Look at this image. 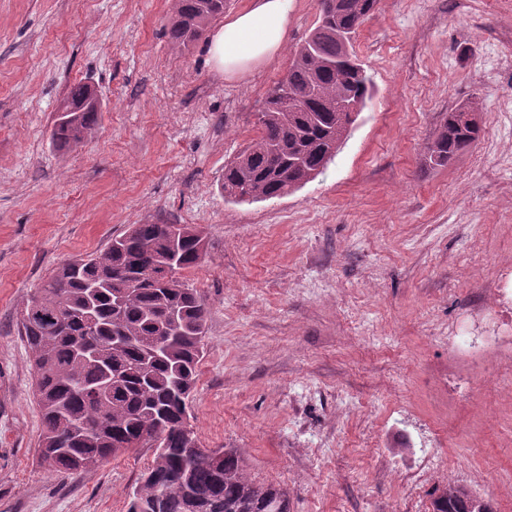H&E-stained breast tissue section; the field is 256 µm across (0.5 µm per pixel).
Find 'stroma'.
<instances>
[{"instance_id":"35a3bbf8","label":"stroma","mask_w":512,"mask_h":512,"mask_svg":"<svg viewBox=\"0 0 512 512\" xmlns=\"http://www.w3.org/2000/svg\"><path fill=\"white\" fill-rule=\"evenodd\" d=\"M319 10L294 0L278 56L227 76L206 40L173 47L171 0H0V512H127L153 449L46 470L17 319L58 264L144 223L207 239L179 273L207 308L201 447L239 450L291 512H429L448 482L512 512V0H378L353 45L371 97L334 161L284 196L227 199L224 163ZM78 82L101 121L60 151ZM468 102L479 140L430 166Z\"/></svg>"}]
</instances>
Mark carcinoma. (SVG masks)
<instances>
[{"label":"carcinoma","mask_w":512,"mask_h":512,"mask_svg":"<svg viewBox=\"0 0 512 512\" xmlns=\"http://www.w3.org/2000/svg\"><path fill=\"white\" fill-rule=\"evenodd\" d=\"M377 0H320L317 25L295 52L287 75L271 86L260 132L224 165L221 189L237 202L280 197L313 180L336 156L364 107L371 78L349 49ZM229 0H174L167 33L189 48L209 24L224 14ZM51 129V142L69 150L98 126L102 106L90 99V85H72ZM462 104L429 144L434 167L449 165L478 139L480 127L464 121ZM206 240L189 224H132L102 252L62 264L39 287L41 308L19 320V334L32 353L34 392L42 415L39 456L56 474L93 471L121 452L115 444L148 441L162 422L175 426L187 418V401L196 387L207 311L198 291L176 275L156 278L146 261L173 256L179 271L202 262ZM140 276L138 288L120 294L116 282ZM95 319L86 333L85 313ZM156 336L173 340L147 359ZM106 386L95 400L88 390ZM180 434L171 433L141 474L128 512H290L287 493L258 484L241 454L224 451L218 466L196 460ZM434 512H494L491 502L461 485L434 490Z\"/></svg>","instance_id":"carcinoma-1"}]
</instances>
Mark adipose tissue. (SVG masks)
<instances>
[{"label": "adipose tissue", "mask_w": 512, "mask_h": 512, "mask_svg": "<svg viewBox=\"0 0 512 512\" xmlns=\"http://www.w3.org/2000/svg\"><path fill=\"white\" fill-rule=\"evenodd\" d=\"M293 0H251L211 35L207 52L214 67L233 76L273 60L286 34Z\"/></svg>", "instance_id": "ef3b65f1"}]
</instances>
